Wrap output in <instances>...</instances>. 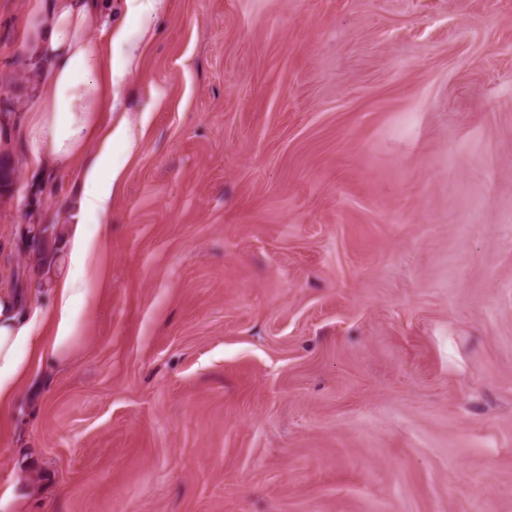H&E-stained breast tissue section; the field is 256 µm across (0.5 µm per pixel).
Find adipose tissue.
<instances>
[{"label": "adipose tissue", "instance_id": "obj_1", "mask_svg": "<svg viewBox=\"0 0 512 512\" xmlns=\"http://www.w3.org/2000/svg\"><path fill=\"white\" fill-rule=\"evenodd\" d=\"M112 0H33L25 61L37 78L34 105L0 130L18 142L43 172L75 168L80 219L71 241L79 265L55 290L51 308L40 310L12 292L0 293V423L16 402L24 380L43 361L63 355L80 333L77 303L93 293L91 270L112 220V128L101 116L112 102L118 40L104 22ZM94 158H86L88 143Z\"/></svg>", "mask_w": 512, "mask_h": 512}]
</instances>
